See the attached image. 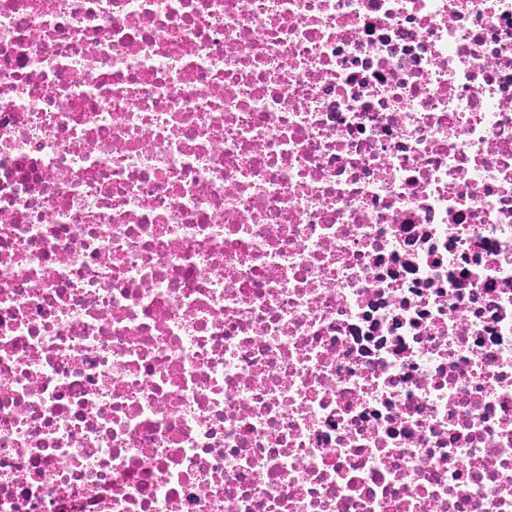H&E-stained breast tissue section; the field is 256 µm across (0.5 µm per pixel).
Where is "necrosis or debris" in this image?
Here are the masks:
<instances>
[{
  "label": "necrosis or debris",
  "mask_w": 512,
  "mask_h": 512,
  "mask_svg": "<svg viewBox=\"0 0 512 512\" xmlns=\"http://www.w3.org/2000/svg\"><path fill=\"white\" fill-rule=\"evenodd\" d=\"M0 512H512V0H0Z\"/></svg>",
  "instance_id": "1"
}]
</instances>
